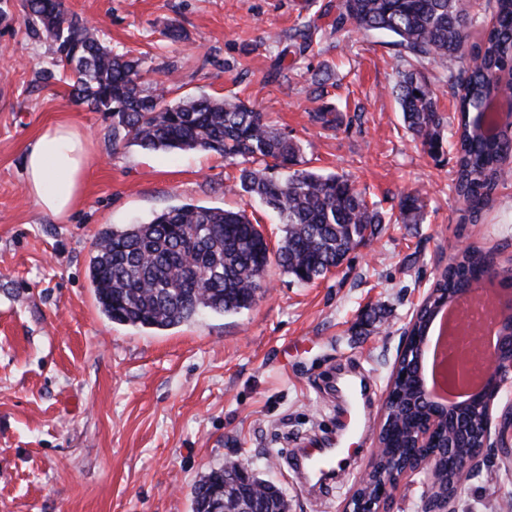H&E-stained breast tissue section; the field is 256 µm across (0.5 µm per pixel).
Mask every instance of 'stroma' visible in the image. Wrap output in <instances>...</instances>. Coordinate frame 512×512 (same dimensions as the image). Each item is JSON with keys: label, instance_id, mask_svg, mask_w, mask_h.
Returning <instances> with one entry per match:
<instances>
[{"label": "stroma", "instance_id": "stroma-1", "mask_svg": "<svg viewBox=\"0 0 512 512\" xmlns=\"http://www.w3.org/2000/svg\"><path fill=\"white\" fill-rule=\"evenodd\" d=\"M327 0H65L104 43L143 58L155 81L237 95L301 148L304 168L350 176L385 214L409 192L420 224H386L337 269L303 285L270 264L265 294L233 315L204 313L166 329L113 323L89 278L105 229L140 224L187 202L245 209L270 245L276 212L227 192L235 165L200 150L113 145L111 121L72 103L67 80L43 83L50 54L8 0L0 24V512H192V488L233 458L282 488L288 512H343L372 459L386 386L420 297L460 242L512 259V179L478 223L451 189L452 154L433 157L402 122L391 92L402 64L382 35L331 31ZM325 31L313 53L268 81L276 38L306 19ZM184 37H164L168 26ZM334 73L333 130L311 122L313 73ZM361 121H354V113ZM60 121L86 135L85 199L68 223L40 211L23 177L25 149ZM373 381L361 429L333 376ZM346 453L323 497L283 461L297 445ZM455 512H512V480H463Z\"/></svg>", "mask_w": 512, "mask_h": 512}]
</instances>
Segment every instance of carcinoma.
Here are the masks:
<instances>
[{
	"label": "carcinoma",
	"instance_id": "1",
	"mask_svg": "<svg viewBox=\"0 0 512 512\" xmlns=\"http://www.w3.org/2000/svg\"><path fill=\"white\" fill-rule=\"evenodd\" d=\"M487 7L491 22L479 29L464 0H339L332 23L336 30L351 25L389 37L386 45L404 66L392 94L405 128L434 157L443 154L445 141L434 83L448 82L459 113L453 188L472 223L508 176L512 159V135L501 127L496 110L503 103L512 106V0H489ZM25 8L24 24L51 48L52 68L42 79L69 80L73 103L112 118L113 145L129 141L149 151L198 149L239 167L230 189L259 199L278 214L283 236L277 263L296 281L308 284L326 276L386 223L377 204L346 176L297 168L299 147L249 100L205 94L171 100L173 86L147 78L140 58L112 53L96 27L66 8L64 0H26ZM321 30L314 19L294 29L267 78H279L286 59L294 63L311 51L313 35ZM475 32L478 41L467 63L465 49ZM429 62L440 65L439 77L428 75ZM330 86L329 72L313 75L310 97L321 105L309 117L327 130L342 122L336 106L326 102ZM423 210L419 194L408 193L401 198L395 223L419 224ZM269 263L267 240L245 211L184 203L147 223L103 232L89 270L96 300L112 322L165 330L201 313L236 314L252 307L263 295ZM493 264V253L479 248L456 252L434 279L433 298L453 300L480 282ZM415 371L404 358L396 376L389 378L383 442L393 461L416 452L413 429L437 412L413 390ZM439 419L442 427L431 452L443 489L457 475L459 461L481 447L482 423L468 410L441 412ZM258 481L246 482L233 469L211 470L194 485L193 512H208L206 498L216 489L229 503L255 498L251 512H288L273 485L254 496Z\"/></svg>",
	"mask_w": 512,
	"mask_h": 512
}]
</instances>
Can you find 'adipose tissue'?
<instances>
[{
	"label": "adipose tissue",
	"instance_id": "ef3b65f1",
	"mask_svg": "<svg viewBox=\"0 0 512 512\" xmlns=\"http://www.w3.org/2000/svg\"><path fill=\"white\" fill-rule=\"evenodd\" d=\"M84 141L74 126L59 122L26 148L25 186L39 209L54 220H69L82 203L90 167Z\"/></svg>",
	"mask_w": 512,
	"mask_h": 512
}]
</instances>
